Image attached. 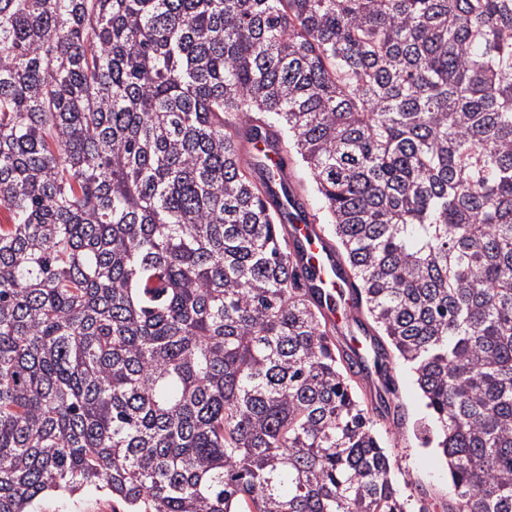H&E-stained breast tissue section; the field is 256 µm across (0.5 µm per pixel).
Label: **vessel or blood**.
<instances>
[{"label": "vessel or blood", "instance_id": "b4317fda", "mask_svg": "<svg viewBox=\"0 0 512 512\" xmlns=\"http://www.w3.org/2000/svg\"><path fill=\"white\" fill-rule=\"evenodd\" d=\"M275 215L288 227V239L299 271L305 272L306 287L315 290L324 312L336 324V334L356 340V350L365 361H373L371 340L357 339L354 330L355 293L339 274L336 252L307 207L300 205L295 193H279Z\"/></svg>", "mask_w": 512, "mask_h": 512}]
</instances>
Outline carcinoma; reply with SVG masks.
<instances>
[{
    "mask_svg": "<svg viewBox=\"0 0 512 512\" xmlns=\"http://www.w3.org/2000/svg\"><path fill=\"white\" fill-rule=\"evenodd\" d=\"M298 158L358 358L272 206ZM0 512H409L412 365L454 487L512 512V0H0ZM123 512V506L105 491L95 487H86L75 496L55 492L43 499L39 512Z\"/></svg>",
    "mask_w": 512,
    "mask_h": 512,
    "instance_id": "obj_1",
    "label": "carcinoma"
}]
</instances>
